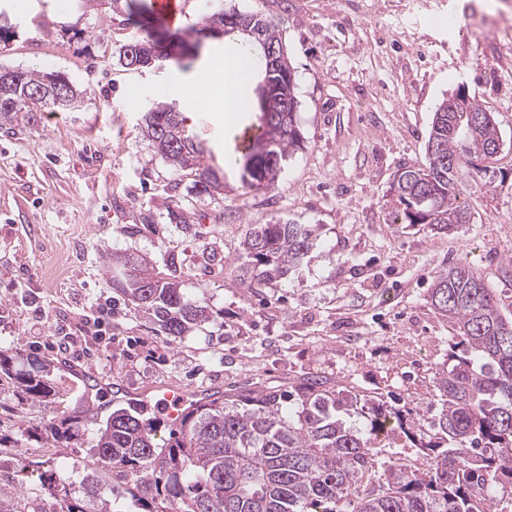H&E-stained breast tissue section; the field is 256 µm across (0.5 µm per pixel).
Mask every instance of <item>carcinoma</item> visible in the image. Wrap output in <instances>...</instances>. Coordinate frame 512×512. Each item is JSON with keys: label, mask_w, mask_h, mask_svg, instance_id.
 Returning a JSON list of instances; mask_svg holds the SVG:
<instances>
[{"label": "carcinoma", "mask_w": 512, "mask_h": 512, "mask_svg": "<svg viewBox=\"0 0 512 512\" xmlns=\"http://www.w3.org/2000/svg\"><path fill=\"white\" fill-rule=\"evenodd\" d=\"M231 13L244 17L261 37H247L261 50L279 51L271 71L270 95L257 88V130L242 145L240 180L246 189L275 186L288 158L301 148L294 69L282 40L281 21L259 12L219 10L205 19L198 36L207 38L216 22ZM142 35L122 46L119 63L147 68L143 52L156 50L152 65L165 56L144 24ZM19 81L0 89V123H30L33 113L63 110L49 93L37 103L33 91L47 73L17 69ZM140 130L156 154L176 171L197 177L199 194L221 193L223 176L206 164L209 148L186 126L180 112L159 105L142 116ZM502 136L482 103L468 96L458 108L455 96L437 104L426 142L425 161L403 166L391 186L393 223L424 224L446 231L471 218L461 201L464 171L488 174ZM307 224L279 220L249 224L241 241L236 280L249 288L278 285L301 266L316 245ZM166 271L131 255H112V291L138 309L154 313L161 331L182 337L191 325L209 319L206 301L184 292L175 258ZM431 305L454 332L448 360L435 367L440 413L407 428L395 407L376 397L334 389L317 377L304 380L291 397L273 389L245 390L214 397L188 412L180 429L160 445L159 425L135 406L119 408L94 432L97 468L65 478L66 463H36L40 487L19 493L0 478V512H88L89 498L99 512H113L102 489L128 493L133 512H497L500 495L512 490V320L493 289L466 264L434 277ZM14 375L33 401L52 387L32 373H13V358L0 349V373ZM365 419L360 428L353 416ZM404 434L419 448L422 463L408 464L380 455L378 439Z\"/></svg>", "instance_id": "1"}]
</instances>
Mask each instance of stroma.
Here are the masks:
<instances>
[{
	"label": "stroma",
	"instance_id": "obj_1",
	"mask_svg": "<svg viewBox=\"0 0 512 512\" xmlns=\"http://www.w3.org/2000/svg\"><path fill=\"white\" fill-rule=\"evenodd\" d=\"M282 22L295 72L304 147L275 188L242 191L234 132L224 115L184 114L224 169V192L197 194L195 176L164 163L143 139L141 112L222 55L192 38L219 9ZM14 27L0 64L65 75L83 93L70 110L0 128V347L14 368L55 390L42 402L0 376V457L38 485L31 464L49 457L92 465L96 420L117 400L155 409L164 389L231 395L294 390L317 376L400 407L408 421L437 414L433 369L452 331L432 307L437 272L478 270L512 319V0H187L178 25L153 15L170 58L136 72L118 62L138 26L90 0H0ZM490 18L485 38L475 21ZM492 112L503 138L493 179L464 177L472 220L446 233L393 223L387 206L400 167L423 160L434 107L457 90ZM182 203L189 223L168 208ZM151 211L154 221L142 223ZM290 220L311 225L317 247L293 279L252 289L234 278L243 230ZM182 263L181 286L205 296L211 319L164 336L153 316L114 296L112 253ZM217 263H210L209 255ZM110 304L105 333L84 321ZM80 417L78 434L51 425Z\"/></svg>",
	"mask_w": 512,
	"mask_h": 512
}]
</instances>
